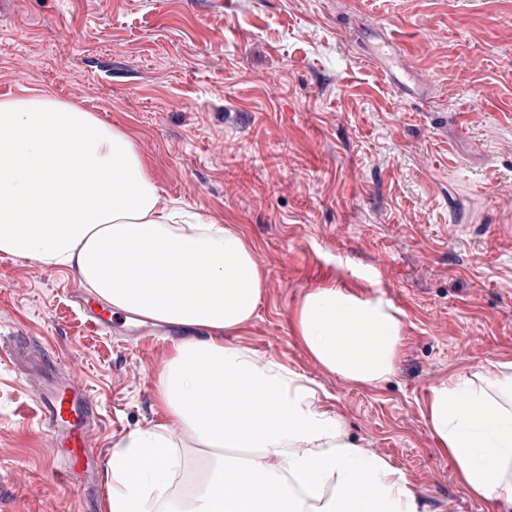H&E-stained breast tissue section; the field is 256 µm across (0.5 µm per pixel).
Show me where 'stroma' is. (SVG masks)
I'll use <instances>...</instances> for the list:
<instances>
[{"mask_svg": "<svg viewBox=\"0 0 512 512\" xmlns=\"http://www.w3.org/2000/svg\"><path fill=\"white\" fill-rule=\"evenodd\" d=\"M395 39L429 99L366 53ZM46 93L129 133L165 199L254 247L255 316L233 343L318 383L348 437L405 471L420 512H506L470 496L427 426L432 386L512 362V0H6L0 99ZM383 294L401 355L378 386L326 371L297 333L311 288ZM75 270L0 259V512H106L108 470L71 472L31 361L89 389L90 452L164 422L171 342L95 330Z\"/></svg>", "mask_w": 512, "mask_h": 512, "instance_id": "obj_1", "label": "stroma"}]
</instances>
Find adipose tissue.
<instances>
[{"label":"adipose tissue","mask_w":512,"mask_h":512,"mask_svg":"<svg viewBox=\"0 0 512 512\" xmlns=\"http://www.w3.org/2000/svg\"><path fill=\"white\" fill-rule=\"evenodd\" d=\"M0 252L76 270L112 311L181 331L155 381L165 423L113 444L107 512H420L405 472L349 440L313 381L229 342L261 298L254 247L170 207L121 129L47 94L0 101ZM294 318L344 381L394 373L404 321L383 295L312 288ZM427 425L469 495L512 506V362L432 387ZM180 433L213 456L169 501Z\"/></svg>","instance_id":"obj_1"}]
</instances>
